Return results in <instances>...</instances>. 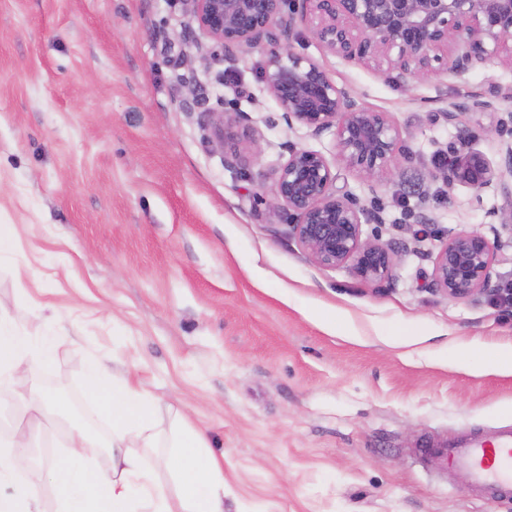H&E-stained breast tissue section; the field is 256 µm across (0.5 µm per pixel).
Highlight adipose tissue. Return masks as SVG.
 Returning <instances> with one entry per match:
<instances>
[{
    "mask_svg": "<svg viewBox=\"0 0 512 512\" xmlns=\"http://www.w3.org/2000/svg\"><path fill=\"white\" fill-rule=\"evenodd\" d=\"M52 342H36L11 314H0V390L11 391L15 376L53 359ZM89 388L100 399V413L112 422L108 436L71 425V456L66 465L50 466L56 487L57 512H224L222 463L207 453L202 432L179 429L162 458L174 478L169 493L146 460L154 447L152 395L130 380L112 381L101 364L87 372ZM101 449L109 468L87 460L85 451ZM27 455L19 442L0 438V512H43L37 491L22 475Z\"/></svg>",
    "mask_w": 512,
    "mask_h": 512,
    "instance_id": "1",
    "label": "adipose tissue"
}]
</instances>
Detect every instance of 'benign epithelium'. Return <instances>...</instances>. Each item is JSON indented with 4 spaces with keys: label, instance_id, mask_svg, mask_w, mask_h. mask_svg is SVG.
I'll return each mask as SVG.
<instances>
[{
    "label": "benign epithelium",
    "instance_id": "1",
    "mask_svg": "<svg viewBox=\"0 0 512 512\" xmlns=\"http://www.w3.org/2000/svg\"><path fill=\"white\" fill-rule=\"evenodd\" d=\"M190 24L236 60L256 48L268 51V92L292 128L319 135L334 130L335 162L323 154L288 147L275 171L274 209L288 211L291 231L307 256L325 269L349 267L358 279L382 283L393 276L395 252L363 237L362 226L382 224L380 212L358 197L336 189V167L358 173L369 183L393 175L412 160L388 113L367 108L339 87L313 59L294 51L291 33L302 25L330 53L395 74L407 84L432 75H463L495 60L512 65V0H181ZM212 137L229 150L224 165L242 166L255 139L221 105L198 103ZM495 132L503 142L498 166L472 147L464 131L448 144L439 166L453 189L465 184L477 192L494 179L512 176V113ZM506 206L487 218L512 230V190ZM501 245L475 231L460 230L441 242L434 260L433 286L452 300L476 294L504 295L512 288L493 283Z\"/></svg>",
    "mask_w": 512,
    "mask_h": 512
}]
</instances>
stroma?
<instances>
[{
    "label": "stroma",
    "mask_w": 512,
    "mask_h": 512,
    "mask_svg": "<svg viewBox=\"0 0 512 512\" xmlns=\"http://www.w3.org/2000/svg\"><path fill=\"white\" fill-rule=\"evenodd\" d=\"M180 0H0V225L17 251L0 257V312L31 335L59 339L51 364L17 391H62L95 430L90 362L156 400L158 450L179 418L224 463L225 512H512L466 476L414 450L428 440L512 425V370L455 361L454 344L512 342V306L455 301L430 288L442 238L499 236L501 284L512 286V232L488 223L503 185L447 189L436 160L459 127L498 161L492 130L512 113V68L404 86L326 51L306 30L296 52L360 103L389 113L414 160L369 189L338 169L336 188L383 208L367 224L397 253L390 281L314 264L270 209L289 146L335 157L333 131L290 127L267 92L265 50L232 64L216 46L187 51ZM496 97L459 124L435 112ZM223 101L256 134L229 168L190 111ZM424 332L428 342L396 344ZM67 420L16 421L0 404V436L27 444L28 479L55 512L47 462L64 463Z\"/></svg>",
    "instance_id": "obj_1"
}]
</instances>
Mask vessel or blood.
Segmentation results:
<instances>
[{"label": "vessel or blood", "instance_id": "vessel-or-blood-1", "mask_svg": "<svg viewBox=\"0 0 512 512\" xmlns=\"http://www.w3.org/2000/svg\"><path fill=\"white\" fill-rule=\"evenodd\" d=\"M419 453L464 472L488 500L512 494V426L497 428L489 435L469 433L427 444Z\"/></svg>", "mask_w": 512, "mask_h": 512}]
</instances>
